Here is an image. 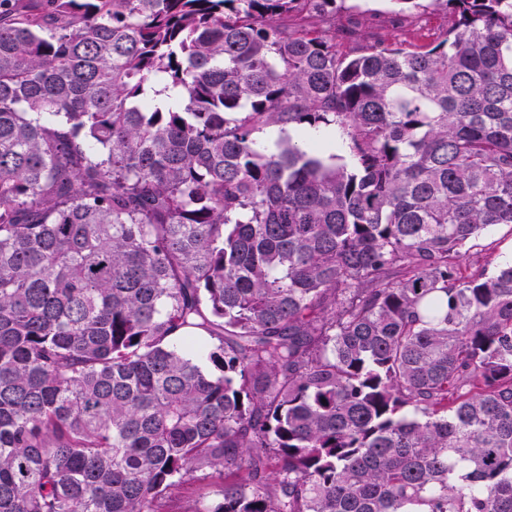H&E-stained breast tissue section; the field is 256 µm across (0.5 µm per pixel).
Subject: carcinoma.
I'll use <instances>...</instances> for the list:
<instances>
[{"label": "carcinoma", "mask_w": 512, "mask_h": 512, "mask_svg": "<svg viewBox=\"0 0 512 512\" xmlns=\"http://www.w3.org/2000/svg\"><path fill=\"white\" fill-rule=\"evenodd\" d=\"M18 2L0 512H512V0L356 55L338 0ZM330 128L336 130V135H334L332 131L321 130H308L302 133L296 132V135L300 136L301 139L317 145L324 152H330L336 147V153L328 162L347 164L350 166L352 156L349 149V141L346 135H344L336 127ZM480 248L490 249L493 265L512 263V235L509 226H495L485 231L478 241ZM223 479L219 477H208L196 479L182 484L174 491V500L177 507L193 506L195 503L211 504L218 501L219 490ZM175 509V510H183Z\"/></svg>", "instance_id": "1"}]
</instances>
